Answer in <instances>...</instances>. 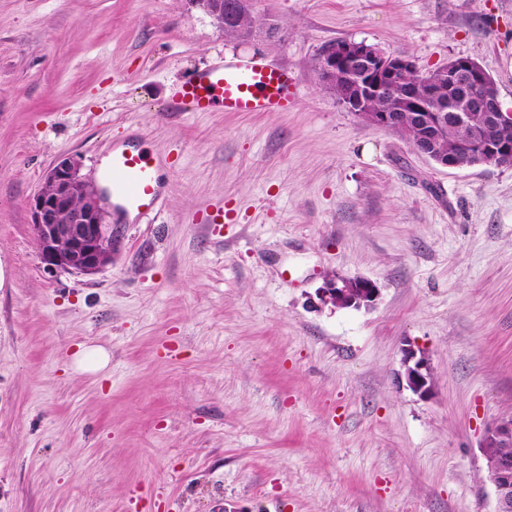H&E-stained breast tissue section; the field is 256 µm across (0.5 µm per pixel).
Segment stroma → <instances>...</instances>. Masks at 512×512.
Wrapping results in <instances>:
<instances>
[{
  "instance_id": "1",
  "label": "stroma",
  "mask_w": 512,
  "mask_h": 512,
  "mask_svg": "<svg viewBox=\"0 0 512 512\" xmlns=\"http://www.w3.org/2000/svg\"><path fill=\"white\" fill-rule=\"evenodd\" d=\"M0 0V512H495L480 447L512 417V167L446 168L324 90L366 42L476 60L512 110V0ZM298 75L289 112H172L222 57ZM144 137L174 162L94 275L44 273L30 201ZM362 277L372 307L318 306ZM108 367L80 369L78 346ZM434 378L399 382L405 348ZM196 6L205 9L212 17L218 20L224 32L233 36H241V32L234 26H224L225 18H231L242 22L246 16L252 15L254 11L252 0H190ZM252 24H261L264 19L258 15H252L249 19Z\"/></svg>"
}]
</instances>
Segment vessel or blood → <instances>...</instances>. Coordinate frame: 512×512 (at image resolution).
<instances>
[{
  "mask_svg": "<svg viewBox=\"0 0 512 512\" xmlns=\"http://www.w3.org/2000/svg\"><path fill=\"white\" fill-rule=\"evenodd\" d=\"M297 80L288 65L226 58L194 71L174 89L175 112H285L295 107ZM171 173L168 156L141 144L116 142L94 176L114 220L136 223L158 213Z\"/></svg>",
  "mask_w": 512,
  "mask_h": 512,
  "instance_id": "b4317fda",
  "label": "vessel or blood"
}]
</instances>
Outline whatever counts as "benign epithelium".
I'll list each match as a JSON object with an SVG mask.
<instances>
[{
    "instance_id": "obj_1",
    "label": "benign epithelium",
    "mask_w": 512,
    "mask_h": 512,
    "mask_svg": "<svg viewBox=\"0 0 512 512\" xmlns=\"http://www.w3.org/2000/svg\"><path fill=\"white\" fill-rule=\"evenodd\" d=\"M191 2L221 23L226 17L241 22L254 13L253 0ZM255 37L279 39L280 26L268 21L248 35L250 39ZM316 68L325 87H336V76L345 72L341 103L362 121L386 129L396 127L394 113L369 110L365 102L381 93L391 95L402 90V77L414 69L409 57L387 55L365 42L342 41L320 57ZM435 82L448 85V106L435 109L407 96L419 126L436 131L447 125H466L471 113L483 112L485 120L472 129L469 154L479 164L492 160L499 166L511 167L512 146L499 142L496 130L502 124H512V111H503L499 96L489 92V74L475 60L458 57L448 62ZM30 209L39 260L47 273L93 275L112 263L116 235L106 221L100 194L80 176L74 159L61 158L49 169ZM317 296L322 306H371L379 296V288L366 278L330 279ZM403 368L401 383L422 398L432 394L434 382L425 354L412 348L404 350ZM505 442L512 443V418L490 425L482 440L489 480L496 494V512H512V455L492 452Z\"/></svg>"
}]
</instances>
